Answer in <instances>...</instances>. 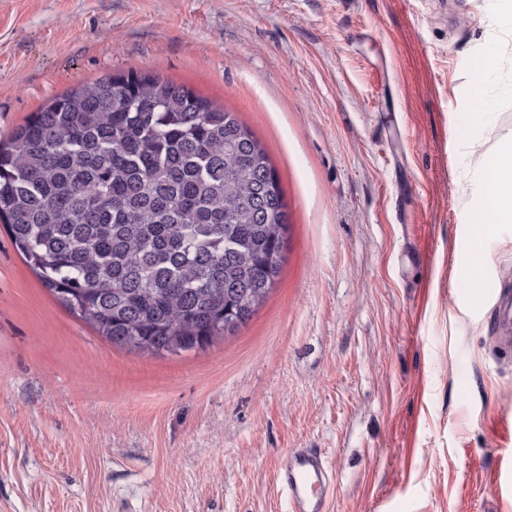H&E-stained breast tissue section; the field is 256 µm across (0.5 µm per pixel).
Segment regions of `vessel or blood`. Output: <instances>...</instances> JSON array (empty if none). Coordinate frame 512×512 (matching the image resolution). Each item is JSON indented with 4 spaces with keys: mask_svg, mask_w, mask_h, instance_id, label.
Listing matches in <instances>:
<instances>
[{
    "mask_svg": "<svg viewBox=\"0 0 512 512\" xmlns=\"http://www.w3.org/2000/svg\"><path fill=\"white\" fill-rule=\"evenodd\" d=\"M493 309L504 331L496 342L504 356H511L512 290H501ZM278 481L290 512H329L333 475L320 449H292L278 472Z\"/></svg>",
    "mask_w": 512,
    "mask_h": 512,
    "instance_id": "b4317fda",
    "label": "vessel or blood"
}]
</instances>
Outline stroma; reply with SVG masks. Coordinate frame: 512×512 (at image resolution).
I'll return each mask as SVG.
<instances>
[{"label":"stroma","instance_id":"35a3bbf8","mask_svg":"<svg viewBox=\"0 0 512 512\" xmlns=\"http://www.w3.org/2000/svg\"><path fill=\"white\" fill-rule=\"evenodd\" d=\"M493 0H0V137L54 96L152 71L235 112L288 203L265 304L206 350L112 347L0 229V512H289L318 448L330 512H512V361L491 340L512 224L465 206L512 144L468 112ZM481 262L484 282L463 287ZM278 481L290 512H329L333 475L318 448H293Z\"/></svg>","mask_w":512,"mask_h":512}]
</instances>
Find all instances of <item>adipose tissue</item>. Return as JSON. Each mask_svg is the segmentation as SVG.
Returning a JSON list of instances; mask_svg holds the SVG:
<instances>
[{
  "mask_svg": "<svg viewBox=\"0 0 512 512\" xmlns=\"http://www.w3.org/2000/svg\"><path fill=\"white\" fill-rule=\"evenodd\" d=\"M498 68L496 51H488L474 60V87L469 109L475 126L484 127L496 118L494 101L488 95L489 83ZM480 188L467 203L479 236H486L499 224H512V145L485 155Z\"/></svg>",
  "mask_w": 512,
  "mask_h": 512,
  "instance_id": "ef3b65f1",
  "label": "adipose tissue"
}]
</instances>
